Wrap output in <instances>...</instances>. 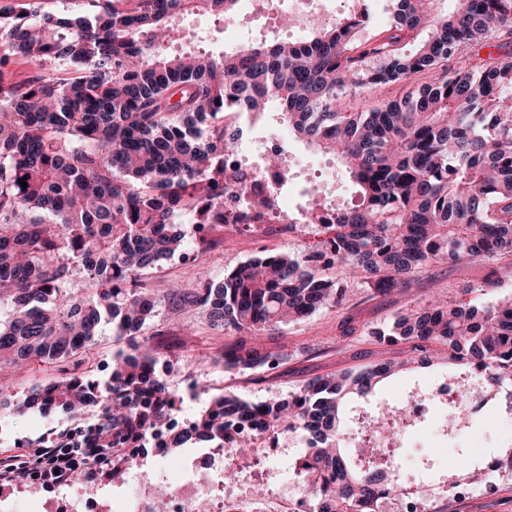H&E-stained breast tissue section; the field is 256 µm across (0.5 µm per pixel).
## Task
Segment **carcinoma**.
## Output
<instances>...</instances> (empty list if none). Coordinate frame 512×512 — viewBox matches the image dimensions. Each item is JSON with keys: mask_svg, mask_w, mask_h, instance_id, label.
Masks as SVG:
<instances>
[{"mask_svg": "<svg viewBox=\"0 0 512 512\" xmlns=\"http://www.w3.org/2000/svg\"><path fill=\"white\" fill-rule=\"evenodd\" d=\"M393 0V21L361 37L358 13L309 40L253 42L221 57L199 49L176 20L235 12L238 0H84L61 13L45 0L0 6V364L21 367L86 353L101 324L127 349L100 382L92 371L61 370L12 404L16 415L61 412L71 425L21 443L0 458V495L57 482L89 489L118 483L149 448L177 460L203 442L259 455L255 438L295 434L306 450L295 461L315 512H390L399 484L376 449L346 456L345 402L364 397L414 363L441 360L483 371V394L512 387V297L492 306L436 296L369 331L381 345L411 344L421 355L319 377L280 400L252 402L218 392L173 422L178 401L166 380L171 359L138 341L156 301L136 275L187 251L178 214L195 225L199 257L224 223V189L269 208L248 174L224 167L241 143L239 114L273 105L296 138L338 157L359 185V201L319 223L317 205L299 221L321 238L302 250L237 264L218 284L178 281L182 305L208 312L228 333L256 336L342 302L349 284L378 293L408 285L442 262L512 254V55L477 65L467 50L492 37L512 39V0ZM30 67L7 77L14 59ZM424 75L403 96L365 110L377 88ZM264 168L288 188L281 150ZM26 179L27 188L18 183ZM87 285L76 294L75 274ZM279 355L239 342L224 354L231 369L275 365ZM386 407L361 422L393 445L410 418ZM469 421L448 404V431ZM472 485L482 464L462 448L448 460Z\"/></svg>", "mask_w": 512, "mask_h": 512, "instance_id": "1", "label": "carcinoma"}]
</instances>
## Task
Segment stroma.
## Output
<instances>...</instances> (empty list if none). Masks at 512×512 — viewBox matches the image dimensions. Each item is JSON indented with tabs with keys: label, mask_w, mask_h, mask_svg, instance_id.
Here are the masks:
<instances>
[{
	"label": "stroma",
	"mask_w": 512,
	"mask_h": 512,
	"mask_svg": "<svg viewBox=\"0 0 512 512\" xmlns=\"http://www.w3.org/2000/svg\"><path fill=\"white\" fill-rule=\"evenodd\" d=\"M184 25L201 37L202 49L215 56L232 52L239 43L234 32L225 29L223 20L211 14L189 17ZM240 121L250 128L255 138L283 145L286 161L297 160L304 164V177L293 180L285 194L288 205L305 203L310 190L329 187L333 182L337 183L342 199L355 197L356 186L342 176L336 160L289 137L277 113L268 112L258 117L244 115ZM213 234L220 244L210 254L192 263L176 257L139 276L157 302V313L143 329L141 337L159 352L177 360L178 369L169 375L168 384L179 396L183 395L188 380L195 379L210 385L213 391L232 393L251 401L281 399L317 377L406 358V345L378 344L369 332L392 322L401 313L425 305L433 295L458 297L463 289L474 287L478 290L494 268L499 271L500 282L488 293L478 291L477 303L490 306L512 295V256L508 255L489 261L441 263L417 275L407 287L385 295L354 285L341 305L322 309L304 320L282 324L275 330L255 336V346L279 354L280 360L271 368L242 372L224 367L221 361L224 352L236 343V336L211 327L200 311L188 312L176 307L168 296L170 282L181 279L200 284L216 283L223 280L227 268L286 248L300 250L311 243L313 237L298 233L285 241L272 232L256 240L231 224L215 227ZM83 367L76 356L60 364L34 361L20 371L0 366V382H9L14 395L21 396L55 378L60 369L79 373ZM456 371V363L450 361L441 366L419 367L393 375L368 396L351 400L344 415L349 418L355 414H375L380 408L398 404L433 380L454 376ZM67 423L66 416L60 413L16 416L0 412V452L12 450L21 439H34L49 430L61 431ZM279 444L287 448V458L273 454L264 456L247 470L250 478L271 489L296 480L295 459L303 446L301 439L289 437L280 438ZM457 447L473 454L485 448L492 454H502L504 449L512 448V428L507 430L492 418L479 417L463 430L455 446L437 439L428 427L402 443L401 457L416 466L428 468L431 512H512L511 472L489 473L485 482L472 485L461 493L450 490L452 476L448 471V460Z\"/></svg>",
	"instance_id": "1"
}]
</instances>
